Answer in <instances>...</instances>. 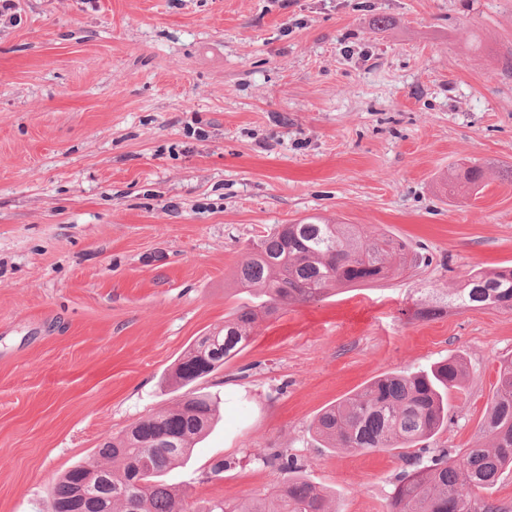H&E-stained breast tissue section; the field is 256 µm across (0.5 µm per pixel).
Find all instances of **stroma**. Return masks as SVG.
<instances>
[{"label":"stroma","instance_id":"stroma-1","mask_svg":"<svg viewBox=\"0 0 512 512\" xmlns=\"http://www.w3.org/2000/svg\"><path fill=\"white\" fill-rule=\"evenodd\" d=\"M0 16V512L186 394L219 417L170 483L188 512L270 496L284 453L339 512H387L398 454L319 447L315 416L453 357L477 438L512 313L414 300L512 264V0H15ZM472 160L485 186L454 193ZM311 216L407 243L417 267L289 307L238 356L172 373L239 302L247 245ZM222 473H213L215 463Z\"/></svg>","mask_w":512,"mask_h":512}]
</instances>
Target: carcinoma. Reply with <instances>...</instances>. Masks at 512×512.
<instances>
[{"label": "carcinoma", "mask_w": 512, "mask_h": 512, "mask_svg": "<svg viewBox=\"0 0 512 512\" xmlns=\"http://www.w3.org/2000/svg\"><path fill=\"white\" fill-rule=\"evenodd\" d=\"M471 189L485 184L477 164L458 174ZM407 244L384 233L370 234L355 224H333L319 217L279 224L248 248L237 282L248 294L224 327L196 340L177 364L173 378L190 383L204 378L240 354L260 319L294 304L321 301L333 292L369 285L407 268ZM460 311L495 309L512 313V266L475 270L448 289L441 300H418L413 316L429 320L444 307ZM463 369L454 358L408 374H381L362 389L316 415L312 429L327 448L353 453L414 448L448 424V395L458 388ZM215 402L193 393L174 409L136 422L124 436L104 442L94 458L105 483L89 494L84 512H186L183 492L165 476L172 463L187 461L192 444L211 423ZM284 473L274 491L275 507L256 500L237 508L212 501L197 512H331L324 488L300 474L297 460L257 453ZM102 460L119 463L109 469ZM84 465L68 470L53 487L59 512ZM512 469V360L503 364L489 407L471 447L457 458L448 450L414 454L393 482L388 512H512L485 496Z\"/></svg>", "instance_id": "cac0c4a2"}]
</instances>
